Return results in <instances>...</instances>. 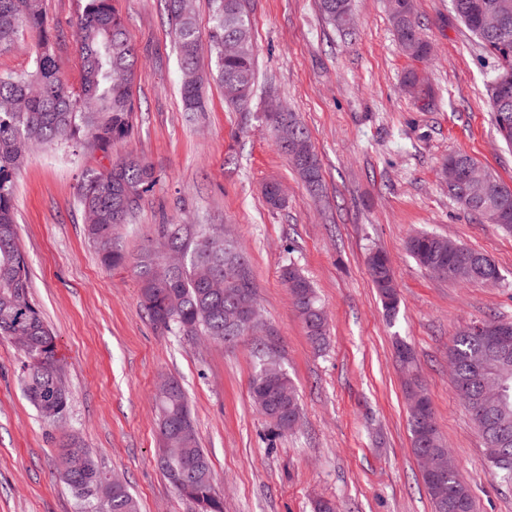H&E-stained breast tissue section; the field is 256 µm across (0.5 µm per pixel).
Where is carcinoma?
<instances>
[{
	"label": "carcinoma",
	"mask_w": 512,
	"mask_h": 512,
	"mask_svg": "<svg viewBox=\"0 0 512 512\" xmlns=\"http://www.w3.org/2000/svg\"><path fill=\"white\" fill-rule=\"evenodd\" d=\"M495 3L512 26V0H451L455 16L476 36L480 46L497 62L491 80L506 76L511 83L507 99L489 92L493 122L500 138L512 147V40L504 43L482 24L481 5ZM173 32L179 50L182 80L180 96L186 112L204 108L203 79L200 75L198 43L202 37L195 16L184 11L182 0H167ZM323 16L343 32L352 20L350 0H319ZM389 13L395 36L403 51L422 59L430 45L422 37L414 19L413 0H390ZM23 33L37 38L30 69L0 73V339L12 341L23 353L20 383L24 396L40 417L48 422L62 420L69 407V392L57 353L56 336L44 323L28 291V264L22 252L14 212V187L18 170L38 144H71L105 152L115 141L131 137L134 129V102L131 83L137 54L124 22L111 0H86L76 21L81 57V80L73 87L60 76L54 56V35L48 26L43 0H0V49L16 42ZM207 38L214 57L215 78L227 101L244 105L249 97L236 94L237 88L253 89L256 74L252 26L241 0H213ZM274 125L288 123V147L280 151L314 191L322 187L321 167L312 147L307 127L288 110L266 113ZM480 174L479 185L490 186L497 194L486 199L487 207H463L487 223H497L512 231V194L507 214L495 220L500 209L499 191L507 184L480 168L464 152L448 155ZM157 178L142 159L128 155L112 163L107 171L86 170L78 188L86 232L106 268L123 266L127 257L118 244V229L127 223L140 202L155 188ZM457 242L438 235L411 236L406 250L423 269L448 263V252ZM468 259L460 263L451 280L481 285L486 274L497 270L488 255L466 248ZM368 273L386 314L393 318L399 299L391 262L386 254L373 251L367 257ZM140 283V299L149 319L175 336L205 337L234 344L247 335L240 321L242 305L257 303L256 285L249 259L235 240L211 224H160L156 245L146 249L135 262ZM292 304L301 319L313 348L321 350L328 338V318L315 289L293 265L281 269ZM482 336L465 326L453 335L448 354L456 366L454 388L476 429L485 440L495 435L483 429L488 420L512 432V368L504 372L508 385L506 401L491 409L481 406L482 385L475 369L484 357ZM278 368L280 378L272 385L263 382L270 368ZM251 400L262 416L268 405L280 402L288 410L302 414L298 389L280 361L264 349L253 354L249 381ZM161 453L158 465L170 477L200 463L202 468L186 478L176 490L195 506V512H224V501L214 487L207 453L201 448L186 392L178 381L156 387ZM415 457L434 454L448 457V448L439 427L410 426ZM69 457L63 481L74 492L80 512H137V503L118 478L105 500L94 493L105 481L99 459L71 435L61 448ZM434 512H474V497L460 471L442 477L444 490L423 478Z\"/></svg>",
	"instance_id": "carcinoma-1"
}]
</instances>
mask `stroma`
Segmentation results:
<instances>
[{"label":"stroma","mask_w":512,"mask_h":512,"mask_svg":"<svg viewBox=\"0 0 512 512\" xmlns=\"http://www.w3.org/2000/svg\"><path fill=\"white\" fill-rule=\"evenodd\" d=\"M256 45L257 79L247 106L228 105L217 83L203 112L188 115L166 0H116L138 52L132 84L134 132L108 152L64 145L34 149L16 179L19 242L29 287L57 339L70 405L59 425L25 399L21 356L0 339V512H78L56 469L67 432L78 433L103 470L119 476L140 512H194L156 463L154 393L159 377L180 380L224 512H312L319 498L337 512H432L412 452L396 340L413 350L419 382L476 512H512V485L490 474L483 441L460 405L448 345L474 320H512V234L463 211L438 179L462 150L512 184V150L493 123L486 81L495 59L456 19L450 0H413L432 52L405 55L387 0H351V33L335 30L318 0H244ZM84 0H45L60 72L78 84L75 23ZM416 74L426 98L404 81ZM298 112L322 166L315 200L276 148L262 120L270 100ZM143 157L158 178L122 230L137 258L161 224H216L245 248L266 334L298 388L302 421L267 443V423L249 396L253 337L234 345L175 336L144 314L132 266L104 268L90 247L77 201L84 169ZM285 191L281 207L266 183ZM432 232L487 253L502 279L453 282L421 269L407 238ZM384 251L399 311L389 318L366 257ZM314 285L330 328L315 353L287 288L284 265Z\"/></svg>","instance_id":"stroma-1"}]
</instances>
